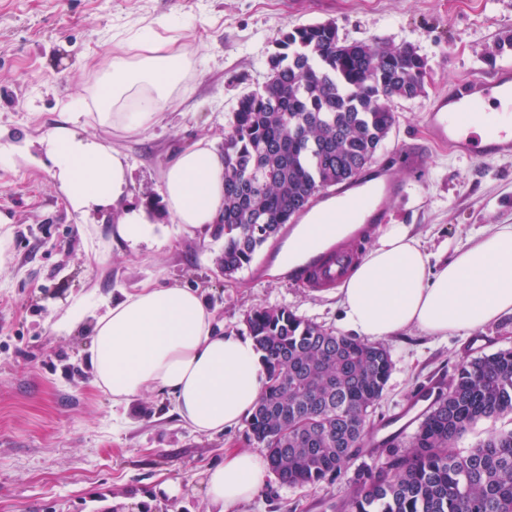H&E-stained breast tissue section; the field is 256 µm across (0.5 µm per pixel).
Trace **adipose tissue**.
<instances>
[{"label": "adipose tissue", "mask_w": 512, "mask_h": 512, "mask_svg": "<svg viewBox=\"0 0 512 512\" xmlns=\"http://www.w3.org/2000/svg\"><path fill=\"white\" fill-rule=\"evenodd\" d=\"M197 50L178 24L155 19L123 32L103 65L92 99H77L58 124L38 137V165L47 168L67 203L89 215L120 208L114 238L136 246L158 241L156 224L128 203L125 155L87 130L89 123L124 136L152 128L174 106ZM172 223L202 233L224 210V154L210 142L180 151L161 173ZM344 329L382 339L409 328L447 338L512 315V224H497L433 260L409 225L386 227L337 287ZM94 384L116 406L147 393L165 395L199 433L238 426L254 408L265 371L250 338L218 327L192 288L150 281L125 292L90 330ZM269 463L250 450L225 453L205 473L213 512H232L265 485Z\"/></svg>", "instance_id": "obj_1"}]
</instances>
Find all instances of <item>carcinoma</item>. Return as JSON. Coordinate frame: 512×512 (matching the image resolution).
<instances>
[{"mask_svg": "<svg viewBox=\"0 0 512 512\" xmlns=\"http://www.w3.org/2000/svg\"><path fill=\"white\" fill-rule=\"evenodd\" d=\"M263 85L243 94L224 129L225 276L307 210L320 191L352 182L396 125L394 103L426 94V58L411 42L348 41L336 23L280 34ZM245 326L267 381L248 418L282 483L314 487L345 475L333 512H512V429L456 444L482 420L512 415V347L463 362L439 387L408 449L365 446L391 357L380 343L338 334L285 306H259Z\"/></svg>", "mask_w": 512, "mask_h": 512, "instance_id": "1", "label": "carcinoma"}]
</instances>
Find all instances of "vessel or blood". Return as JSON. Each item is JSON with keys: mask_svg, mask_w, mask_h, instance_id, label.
<instances>
[{"mask_svg": "<svg viewBox=\"0 0 512 512\" xmlns=\"http://www.w3.org/2000/svg\"><path fill=\"white\" fill-rule=\"evenodd\" d=\"M482 99L493 101L496 110L490 115L487 130L480 134L474 130L472 108ZM425 119L430 140L448 146L457 155L489 158L511 154L512 66L500 67L488 77L475 74L455 82L448 94L430 103ZM405 167L416 177L424 176L427 154L423 146L405 145L394 160L370 168L359 183L339 185L329 191L327 197L343 203L336 211L337 223L356 222L376 231L385 219L389 201L406 197L412 189L401 174ZM356 259L351 247L339 243L304 265L296 279L306 288L334 287L348 275Z\"/></svg>", "mask_w": 512, "mask_h": 512, "instance_id": "1", "label": "vessel or blood"}]
</instances>
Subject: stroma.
I'll return each instance as SVG.
<instances>
[{"label":"stroma","instance_id":"stroma-1","mask_svg":"<svg viewBox=\"0 0 512 512\" xmlns=\"http://www.w3.org/2000/svg\"><path fill=\"white\" fill-rule=\"evenodd\" d=\"M174 18L198 48L186 89L160 121L135 137L102 136L131 167L130 200L160 199L174 155L206 140L222 146L238 98L261 86L281 31L335 22L341 38L410 42L428 60L426 94L396 103L397 123L377 153L428 143L424 110L454 82L511 63L495 54L512 33V0H0V139H36L66 105L90 97L117 35ZM429 145L425 186L391 201L388 223L413 225L428 250L472 231L512 224V155L469 159ZM0 512H209L202 474L230 448H251L247 423L214 435L180 421L169 401L146 394L113 406L92 384L88 326L60 324L86 302L90 314L140 283L197 289L225 330L244 332L252 308L281 305L340 327L333 290L312 292L272 269L288 247L267 242L251 266L223 276L222 240L189 235L154 209L163 246L112 239L118 215L83 218L51 173L25 158L0 166ZM392 371L373 419L387 420L424 386L451 378L472 354L470 337L417 330L385 338ZM178 484L176 494L162 491ZM343 481L299 488L268 476L235 512H331Z\"/></svg>","mask_w":512,"mask_h":512}]
</instances>
